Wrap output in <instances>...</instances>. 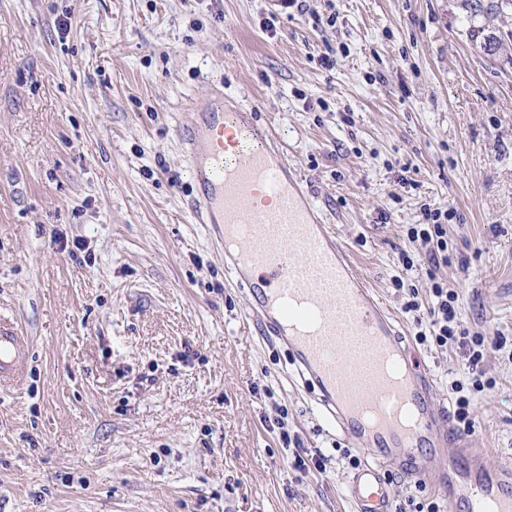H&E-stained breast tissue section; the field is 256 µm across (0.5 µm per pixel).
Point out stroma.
Returning a JSON list of instances; mask_svg holds the SVG:
<instances>
[{"label":"stroma","mask_w":512,"mask_h":512,"mask_svg":"<svg viewBox=\"0 0 512 512\" xmlns=\"http://www.w3.org/2000/svg\"><path fill=\"white\" fill-rule=\"evenodd\" d=\"M497 47H484L487 39ZM223 93L287 147L397 318L409 225L452 208L476 390L416 345L472 447L512 462V17L471 0H0V318L31 343L0 384V512H352L347 444L260 335L177 136ZM463 392H455V383ZM326 458L290 461L273 421Z\"/></svg>","instance_id":"35a3bbf8"}]
</instances>
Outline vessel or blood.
<instances>
[{"mask_svg": "<svg viewBox=\"0 0 512 512\" xmlns=\"http://www.w3.org/2000/svg\"><path fill=\"white\" fill-rule=\"evenodd\" d=\"M193 170V217L263 335L287 347L316 388L315 408L364 460L353 512H393L389 476L432 485L450 512H512V465L490 469L467 448L434 381L387 305L326 224L287 150L223 95L179 129ZM28 340L0 320V382L17 380Z\"/></svg>", "mask_w": 512, "mask_h": 512, "instance_id": "b4317fda", "label": "vessel or blood"}]
</instances>
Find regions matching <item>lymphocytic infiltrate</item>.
I'll return each instance as SVG.
<instances>
[{
    "mask_svg": "<svg viewBox=\"0 0 512 512\" xmlns=\"http://www.w3.org/2000/svg\"><path fill=\"white\" fill-rule=\"evenodd\" d=\"M449 210L428 209L423 213V221L410 225L407 237L410 242H418L425 249L424 259H416L413 254L401 252L399 261L405 271L404 276L392 278L391 284L401 291L404 302L402 310L413 318L419 327L417 338L420 342L432 343L438 348L462 350L468 359L469 369L474 378L483 375L484 355L488 349H501L505 345L503 337L487 339L484 336L469 334L462 328L458 313L460 296L447 282L438 279L435 271L448 262V217ZM424 270L431 283L428 299H421L419 289L410 284L409 272Z\"/></svg>",
    "mask_w": 512,
    "mask_h": 512,
    "instance_id": "obj_1",
    "label": "lymphocytic infiltrate"
}]
</instances>
